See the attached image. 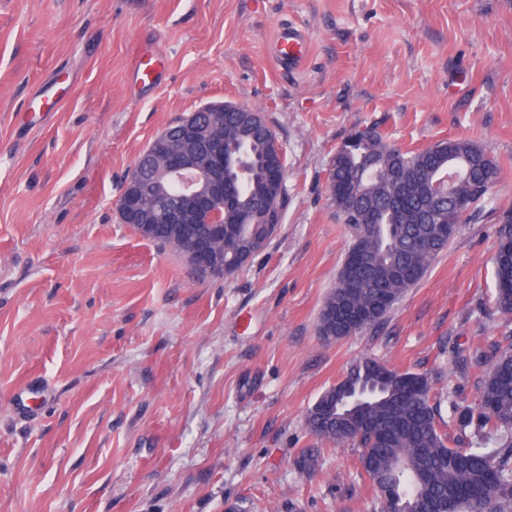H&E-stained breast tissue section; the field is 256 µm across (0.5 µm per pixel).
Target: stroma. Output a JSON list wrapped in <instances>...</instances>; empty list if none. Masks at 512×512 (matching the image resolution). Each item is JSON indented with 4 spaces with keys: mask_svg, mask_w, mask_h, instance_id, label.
<instances>
[{
    "mask_svg": "<svg viewBox=\"0 0 512 512\" xmlns=\"http://www.w3.org/2000/svg\"><path fill=\"white\" fill-rule=\"evenodd\" d=\"M286 23L307 36L294 67L274 57ZM142 49L163 66L147 92ZM220 102L283 145V221L201 279L116 201L156 134ZM367 126L471 140L501 176L383 324L328 342L352 244L329 170ZM510 210L512 0H0V512H378L357 446L297 466L306 414L366 357L427 375L443 417L473 401L487 369L457 371L458 350L512 334L493 306ZM157 56L154 53H142L136 56L132 67V78L139 89L153 86L158 78Z\"/></svg>",
    "mask_w": 512,
    "mask_h": 512,
    "instance_id": "stroma-1",
    "label": "stroma"
}]
</instances>
